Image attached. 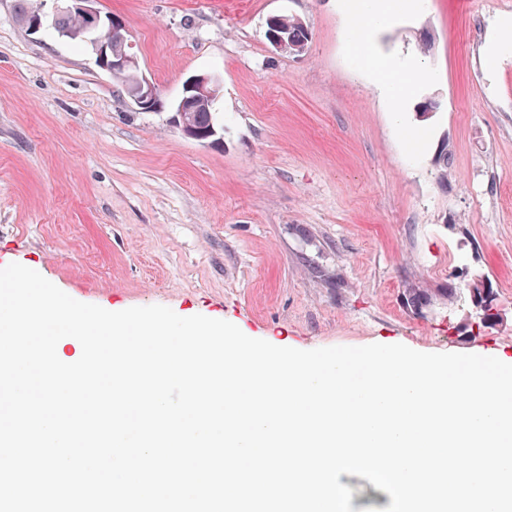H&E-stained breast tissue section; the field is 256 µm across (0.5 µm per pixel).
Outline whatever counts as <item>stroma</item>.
Masks as SVG:
<instances>
[{"label": "stroma", "mask_w": 512, "mask_h": 512, "mask_svg": "<svg viewBox=\"0 0 512 512\" xmlns=\"http://www.w3.org/2000/svg\"><path fill=\"white\" fill-rule=\"evenodd\" d=\"M346 0H99L163 111L119 96L94 54L28 31L0 0V268L36 270L107 310L163 305L280 347L403 344L512 363V0H415L345 42ZM305 53L274 51L269 16ZM431 50H423V37ZM433 78L389 112L388 55ZM219 76L224 141L171 122L184 80ZM440 106L427 121L419 108ZM497 321L480 324L473 284ZM420 297L407 303L409 292Z\"/></svg>", "instance_id": "obj_1"}]
</instances>
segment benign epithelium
Here are the masks:
<instances>
[{
  "label": "benign epithelium",
  "instance_id": "1",
  "mask_svg": "<svg viewBox=\"0 0 512 512\" xmlns=\"http://www.w3.org/2000/svg\"><path fill=\"white\" fill-rule=\"evenodd\" d=\"M56 3L54 11H68L76 14L82 26L76 35L93 47L97 55L98 66L110 75L130 74L129 99L141 111H161L163 102L160 99L155 84L141 70L137 56L132 52V43L126 36H121L115 42H106L100 36L101 28L111 23V28H123L122 21L116 16L104 17L97 7V0H53ZM47 0H40L34 12L25 20L28 31L36 32L47 24L51 13L44 11ZM280 19L274 15L267 19L266 37L270 45L279 52L300 55L307 49V43L292 44L280 33V28L273 26V21ZM222 91L221 79L204 72L188 77L182 88V94L174 107L173 123L182 135L190 140L204 144H214V141L200 134L194 122L192 113L201 108L214 105Z\"/></svg>",
  "mask_w": 512,
  "mask_h": 512
}]
</instances>
